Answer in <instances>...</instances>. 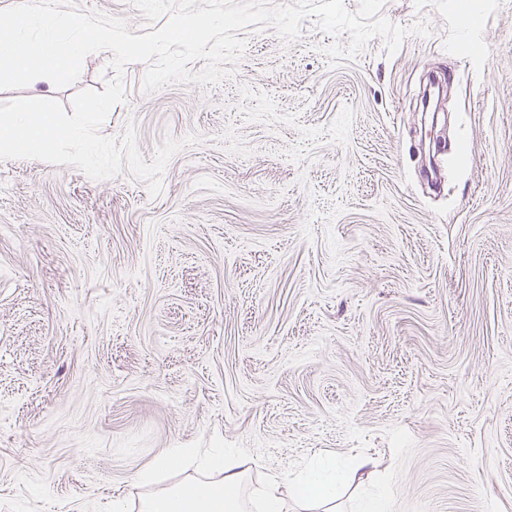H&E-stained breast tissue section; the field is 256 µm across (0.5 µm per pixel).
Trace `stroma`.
Masks as SVG:
<instances>
[{"label":"stroma","mask_w":512,"mask_h":512,"mask_svg":"<svg viewBox=\"0 0 512 512\" xmlns=\"http://www.w3.org/2000/svg\"><path fill=\"white\" fill-rule=\"evenodd\" d=\"M158 28L134 0H77ZM408 28L354 60L245 32L213 85L145 90L87 55L71 109L121 78L104 136L179 150L129 168L0 160V512H141L235 448L271 476L358 462L335 512H512V0H384ZM425 21L422 36L411 27Z\"/></svg>","instance_id":"stroma-1"}]
</instances>
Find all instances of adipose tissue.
Listing matches in <instances>:
<instances>
[{"instance_id": "ef3b65f1", "label": "adipose tissue", "mask_w": 512, "mask_h": 512, "mask_svg": "<svg viewBox=\"0 0 512 512\" xmlns=\"http://www.w3.org/2000/svg\"><path fill=\"white\" fill-rule=\"evenodd\" d=\"M211 465L222 472L220 482H187L166 497L145 500L143 512H242L240 456L222 453L212 458Z\"/></svg>"}]
</instances>
